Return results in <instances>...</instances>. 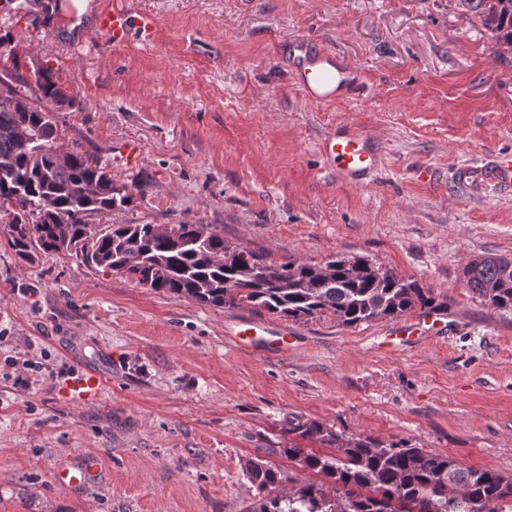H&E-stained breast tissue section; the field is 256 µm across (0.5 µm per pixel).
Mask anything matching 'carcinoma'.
I'll return each mask as SVG.
<instances>
[{"label": "carcinoma", "instance_id": "carcinoma-1", "mask_svg": "<svg viewBox=\"0 0 512 512\" xmlns=\"http://www.w3.org/2000/svg\"><path fill=\"white\" fill-rule=\"evenodd\" d=\"M465 11L479 17L497 44H512V0H466ZM8 42L0 37V56L11 62L4 72L21 89L26 78ZM31 98L34 104L21 108L0 106V217L8 218L7 244L21 260L55 252L199 304H247L293 320L330 312L345 326L448 309L431 289L367 256L274 263L206 224H89L95 214L128 207L133 195L100 158L57 144V121L44 103L73 100L51 68H43ZM510 265L511 259L483 257L463 269L469 291L502 316L512 314ZM288 434L333 446L336 454L307 452L288 441L281 454L320 477L289 495L279 491L278 467L249 462L246 473L259 496L253 512H336L338 501L342 512H512V478L497 471L347 437L315 421L293 418Z\"/></svg>", "mask_w": 512, "mask_h": 512}]
</instances>
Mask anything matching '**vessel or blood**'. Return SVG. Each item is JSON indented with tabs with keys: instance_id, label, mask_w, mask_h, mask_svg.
<instances>
[{
	"instance_id": "b4317fda",
	"label": "vessel or blood",
	"mask_w": 512,
	"mask_h": 512,
	"mask_svg": "<svg viewBox=\"0 0 512 512\" xmlns=\"http://www.w3.org/2000/svg\"><path fill=\"white\" fill-rule=\"evenodd\" d=\"M135 24V17L129 13L105 9L97 17L96 32L99 36L118 44L127 38ZM284 50L297 84L310 100L324 102L348 96L353 91L356 74L342 64L334 53L313 47L302 40L289 42ZM320 152L335 163L339 178L350 183L358 181L368 173L376 161L372 137L359 129L343 128L328 134L320 144ZM464 178L482 185H511L512 161L506 160L488 169L465 170ZM444 326L440 315L433 312L424 313L391 329L389 337L400 345L407 346L417 342L421 337L438 333ZM233 334L240 345L263 352L284 353L288 350L287 329L274 327L262 321L251 318L240 320ZM93 474L94 466L88 463L74 469H60L56 474V480L60 485L74 486L88 482Z\"/></svg>"
}]
</instances>
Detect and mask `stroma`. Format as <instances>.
<instances>
[{
	"instance_id": "obj_1",
	"label": "stroma",
	"mask_w": 512,
	"mask_h": 512,
	"mask_svg": "<svg viewBox=\"0 0 512 512\" xmlns=\"http://www.w3.org/2000/svg\"><path fill=\"white\" fill-rule=\"evenodd\" d=\"M92 2L146 16L150 37L113 46L71 0H12L0 36L75 98L54 112L65 147L133 195L93 224H209L276 263L365 255L447 300L448 329L393 348L389 318L211 308L53 252L21 262L0 224V512H251L249 461L286 490L314 479L280 453L294 417L512 478V315L462 277L512 257V187L461 176L512 153V53L454 0ZM295 39L353 69L356 94L309 101L279 53ZM343 125L378 148L353 185L319 151ZM245 317L288 329L287 354L238 346ZM88 370L98 393L65 397ZM81 455L99 479L57 485Z\"/></svg>"
}]
</instances>
